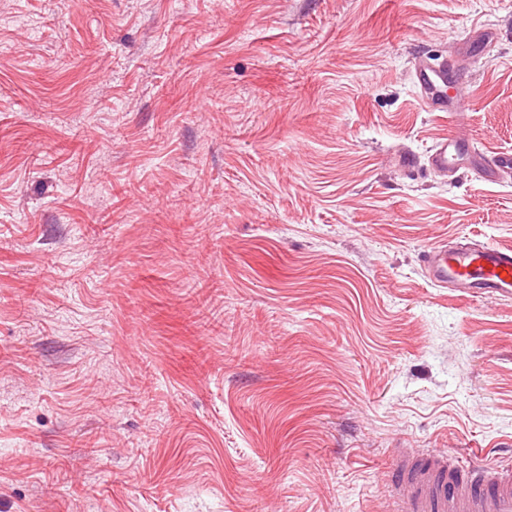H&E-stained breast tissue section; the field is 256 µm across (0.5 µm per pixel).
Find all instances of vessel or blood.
<instances>
[{
  "mask_svg": "<svg viewBox=\"0 0 512 512\" xmlns=\"http://www.w3.org/2000/svg\"><path fill=\"white\" fill-rule=\"evenodd\" d=\"M418 90L427 111L447 113L450 123H463L465 113L445 89L460 75L447 60L422 58L416 65ZM462 145L456 137L439 141L429 157L445 173L455 170ZM427 278L466 297L512 295V249L462 240L437 244L421 258ZM394 512H512V464L490 467L473 463L456 467L447 453L427 449L418 455L398 451L391 459Z\"/></svg>",
  "mask_w": 512,
  "mask_h": 512,
  "instance_id": "1",
  "label": "vessel or blood"
}]
</instances>
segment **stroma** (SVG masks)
<instances>
[{"label":"stroma","instance_id":"1","mask_svg":"<svg viewBox=\"0 0 512 512\" xmlns=\"http://www.w3.org/2000/svg\"><path fill=\"white\" fill-rule=\"evenodd\" d=\"M447 58L465 129L425 111ZM512 0H0V512H390L512 461ZM415 69L418 90L425 109L428 112H446L453 125L463 123L464 111L449 100L444 91L448 86V79L461 81L460 74L451 69L448 60L420 58ZM462 148L464 146L453 135L442 139L432 150L429 157L430 165L442 173L454 171L458 165ZM421 262L434 285L453 288L462 296L512 295V249L462 240L454 246L430 247ZM394 512H512V464L457 468L448 454L401 449L391 459Z\"/></svg>","mask_w":512,"mask_h":512}]
</instances>
